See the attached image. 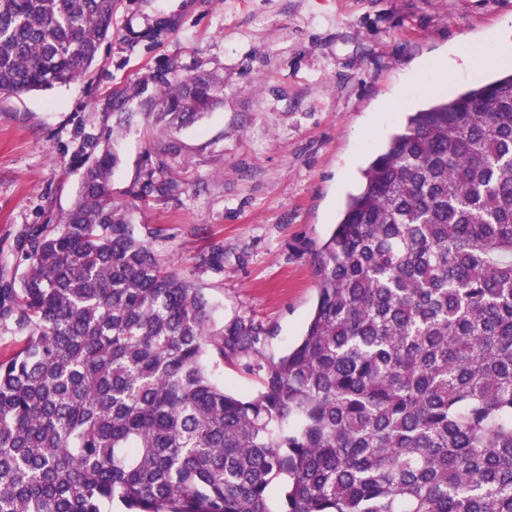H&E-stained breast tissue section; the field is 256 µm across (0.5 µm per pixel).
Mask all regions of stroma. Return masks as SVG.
Returning <instances> with one entry per match:
<instances>
[{"label":"stroma","instance_id":"stroma-1","mask_svg":"<svg viewBox=\"0 0 512 512\" xmlns=\"http://www.w3.org/2000/svg\"><path fill=\"white\" fill-rule=\"evenodd\" d=\"M155 39L143 33L160 20ZM512 43V0H117L112 40L72 83L0 98V260L31 224L57 223L76 198L77 122L100 123L113 88L166 69L205 73L220 103L176 128L130 104L116 129L122 197L166 151L176 195L138 202L134 224L172 270L200 288L216 326L263 329L260 362L301 335L316 300L314 252L372 154L428 101L420 75L447 60L453 95L496 76L480 67ZM224 269L196 267L211 241Z\"/></svg>","mask_w":512,"mask_h":512}]
</instances>
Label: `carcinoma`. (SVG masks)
<instances>
[{"instance_id":"cac0c4a2","label":"carcinoma","mask_w":512,"mask_h":512,"mask_svg":"<svg viewBox=\"0 0 512 512\" xmlns=\"http://www.w3.org/2000/svg\"><path fill=\"white\" fill-rule=\"evenodd\" d=\"M115 0H0V95L90 69ZM116 88L80 122L81 169L56 224L0 263V512H512V69L436 97L362 172L314 254L317 300L267 365L112 195L109 118L137 99L175 125L221 100L204 74ZM156 165L129 195L172 196ZM224 266V242L196 258ZM228 353L252 397L209 377Z\"/></svg>"}]
</instances>
